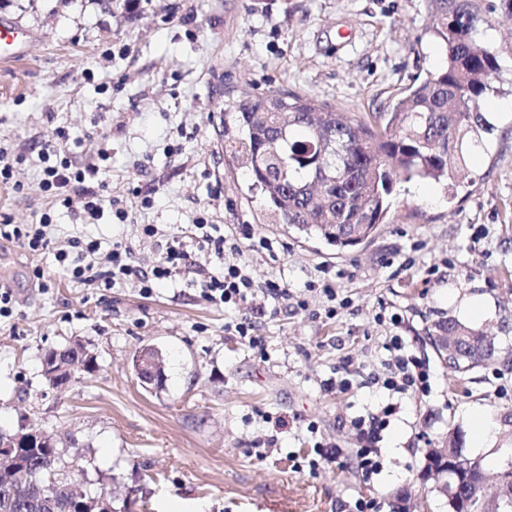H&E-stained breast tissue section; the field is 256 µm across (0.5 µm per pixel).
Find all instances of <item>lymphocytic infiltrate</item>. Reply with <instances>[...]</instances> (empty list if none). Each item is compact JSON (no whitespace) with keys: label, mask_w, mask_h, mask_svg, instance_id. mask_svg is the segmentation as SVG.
Here are the masks:
<instances>
[{"label":"lymphocytic infiltrate","mask_w":512,"mask_h":512,"mask_svg":"<svg viewBox=\"0 0 512 512\" xmlns=\"http://www.w3.org/2000/svg\"><path fill=\"white\" fill-rule=\"evenodd\" d=\"M39 185L41 190L54 201L60 202L85 224H93L103 218L106 209H113L118 221H127L129 211L120 199L112 198L92 190L72 193L71 187L86 178L97 175L98 170L84 165L68 155H60L55 146L45 144L37 152ZM57 229L50 212H42L37 223L14 224L0 222V238L17 244L20 248L40 253L48 249ZM249 242L251 248H262V241L256 240L250 227H242L239 235L227 237L213 235L205 217H197L188 231L172 236L151 271L137 273L133 266V249L123 242H113L111 249H102L100 242L77 236L66 239L63 248L55 252L60 269L69 277L88 288L101 286L112 288L136 280L142 293H150L153 283L167 280H184L188 285L199 287L202 294L217 305H240L256 299L273 301L283 305L294 303L298 309H306L307 302L295 299L287 284L279 280H254L244 266H225L223 274L211 272L209 263L198 260L201 251L222 257L226 251L240 250L242 242ZM384 348L391 355L389 370L381 386L392 394L427 392L430 387V373L426 364L405 351L403 337H386ZM400 409L399 404L387 403L380 406L376 414L352 420L355 439L353 463L364 476H371L380 469L377 460V443L392 416Z\"/></svg>","instance_id":"lymphocytic-infiltrate-1"}]
</instances>
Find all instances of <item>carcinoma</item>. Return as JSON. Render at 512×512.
Returning a JSON list of instances; mask_svg holds the SVG:
<instances>
[{"label": "carcinoma", "instance_id": "1", "mask_svg": "<svg viewBox=\"0 0 512 512\" xmlns=\"http://www.w3.org/2000/svg\"><path fill=\"white\" fill-rule=\"evenodd\" d=\"M427 8L444 67L408 87L380 114L381 125L355 126L343 113L288 92L236 104L232 122H224V152L246 160L279 223L352 247L382 223L393 175L450 188L468 180V155L491 130L483 99L503 75L490 37L493 14L512 13V0H427ZM449 329L470 337L468 350L446 361L452 379L493 360L471 353L489 342L484 331L454 318L438 324L440 333ZM20 460L44 477L28 483L0 462V512H112L80 508L60 448H27Z\"/></svg>", "mask_w": 512, "mask_h": 512}]
</instances>
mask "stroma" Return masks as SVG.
<instances>
[{"label": "stroma", "instance_id": "1", "mask_svg": "<svg viewBox=\"0 0 512 512\" xmlns=\"http://www.w3.org/2000/svg\"><path fill=\"white\" fill-rule=\"evenodd\" d=\"M9 22L36 41L26 59L0 62V147L13 156L63 131L71 156L88 163L101 146L109 157L87 186L107 184L130 217L76 224L27 162L15 168L23 191L0 187V217L29 224L53 208L62 234L126 240L142 269L166 234L195 217L227 236L248 224L266 248L226 252L212 268L247 264L256 280L287 282L308 307L258 318L255 350L224 331L249 306L213 305L182 280L149 296L131 285L85 288L55 270L52 253L0 241V284L14 299L0 320V431L25 424L57 435L71 476L111 499L114 512H172L183 502L208 512H350L362 496L376 497L380 512H394L400 498L448 512L424 450L451 432L495 491L512 465V117L495 125L482 160L469 161L470 183L451 191L395 180L383 224L346 248L275 223L266 195L224 153V113L245 94L307 95L378 123L400 92L444 64L426 32L425 0H120L109 9L101 0H0V24ZM145 224L162 236L142 240ZM325 273L349 300L332 319L322 315L326 298L305 289ZM471 296L487 308L475 327L492 330L503 357L457 389L432 338ZM381 311L398 325L376 322ZM392 334L427 363L431 390L400 396L378 444L380 470L366 478L351 464L348 425L389 400L372 379L384 373ZM76 340L96 355L97 371L49 386L43 354ZM147 347L164 360L158 387L133 367ZM348 374L350 390H326V380ZM474 407L496 421L495 460L471 444ZM312 422L318 434L308 432ZM400 428L405 440L392 444ZM320 438L335 445V463L294 468Z\"/></svg>", "mask_w": 512, "mask_h": 512}]
</instances>
